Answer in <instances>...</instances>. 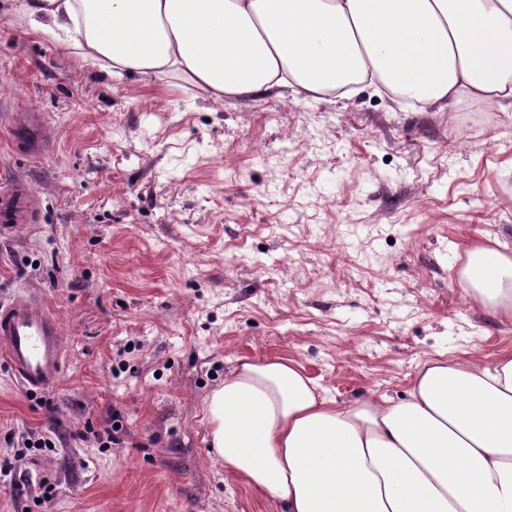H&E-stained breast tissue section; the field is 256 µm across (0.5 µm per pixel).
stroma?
I'll use <instances>...</instances> for the list:
<instances>
[{
  "instance_id": "35a3bbf8",
  "label": "stroma",
  "mask_w": 512,
  "mask_h": 512,
  "mask_svg": "<svg viewBox=\"0 0 512 512\" xmlns=\"http://www.w3.org/2000/svg\"><path fill=\"white\" fill-rule=\"evenodd\" d=\"M22 3L0 0V192L35 201L0 223V305L54 310L67 358L40 393L0 359V512H279L209 454L204 401L240 361L399 399L419 361L512 350V318L462 285L472 247L512 255V112L369 90L216 106L95 73ZM20 112L48 121L46 155L11 143ZM32 196L26 183H16L0 194V223L20 224L32 213Z\"/></svg>"
}]
</instances>
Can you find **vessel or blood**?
I'll list each match as a JSON object with an SVG mask.
<instances>
[{
    "label": "vessel or blood",
    "mask_w": 512,
    "mask_h": 512,
    "mask_svg": "<svg viewBox=\"0 0 512 512\" xmlns=\"http://www.w3.org/2000/svg\"><path fill=\"white\" fill-rule=\"evenodd\" d=\"M10 136L29 154L42 156L48 151L49 137L37 117L15 123ZM32 206L28 185L14 184L9 192L0 194V223H21ZM0 358L26 391L39 393L56 386L66 363L63 331L56 313L30 299L1 306Z\"/></svg>",
    "instance_id": "vessel-or-blood-1"
}]
</instances>
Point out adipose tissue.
I'll use <instances>...</instances> for the list:
<instances>
[{
  "mask_svg": "<svg viewBox=\"0 0 512 512\" xmlns=\"http://www.w3.org/2000/svg\"><path fill=\"white\" fill-rule=\"evenodd\" d=\"M30 29L113 77L173 76L216 105L371 88L512 112V0H23ZM478 302L512 317V257L473 247ZM211 452L280 512H512V351L426 360L406 398L319 393L285 358L205 402Z\"/></svg>",
  "mask_w": 512,
  "mask_h": 512,
  "instance_id": "ef3b65f1",
  "label": "adipose tissue"
}]
</instances>
